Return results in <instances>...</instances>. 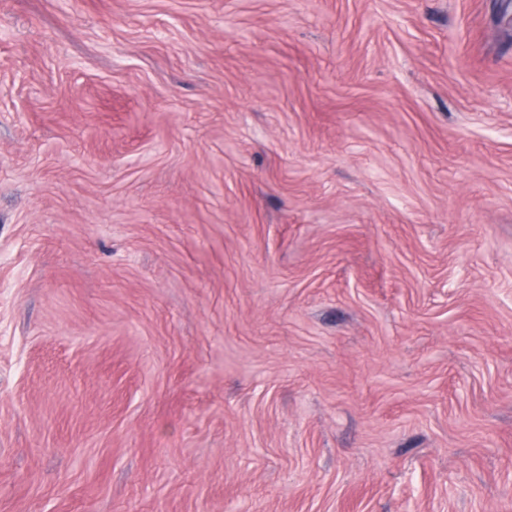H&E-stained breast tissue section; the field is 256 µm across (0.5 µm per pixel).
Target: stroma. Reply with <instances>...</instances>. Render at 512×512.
Segmentation results:
<instances>
[{
    "instance_id": "stroma-1",
    "label": "stroma",
    "mask_w": 512,
    "mask_h": 512,
    "mask_svg": "<svg viewBox=\"0 0 512 512\" xmlns=\"http://www.w3.org/2000/svg\"><path fill=\"white\" fill-rule=\"evenodd\" d=\"M0 512H512V0H0Z\"/></svg>"
}]
</instances>
